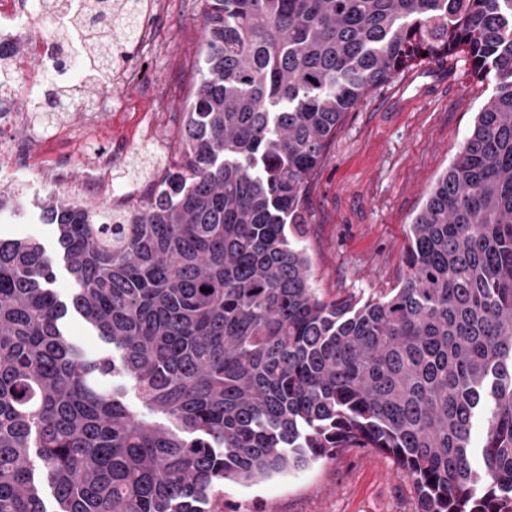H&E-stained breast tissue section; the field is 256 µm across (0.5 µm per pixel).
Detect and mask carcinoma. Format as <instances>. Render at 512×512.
<instances>
[{
    "label": "carcinoma",
    "mask_w": 512,
    "mask_h": 512,
    "mask_svg": "<svg viewBox=\"0 0 512 512\" xmlns=\"http://www.w3.org/2000/svg\"><path fill=\"white\" fill-rule=\"evenodd\" d=\"M146 2L87 4L88 84L127 61L108 22L136 42ZM201 18L150 190L48 192L58 259L0 238V512H47V489L54 512H224L226 484L343 448L390 455L415 512H512V0H202ZM457 51L500 86L409 227L406 277L324 299L293 240L327 143L371 90ZM68 94L52 82L28 111L50 126ZM18 198L1 186L0 215ZM70 312L112 352L70 342Z\"/></svg>",
    "instance_id": "obj_1"
}]
</instances>
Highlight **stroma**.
I'll return each instance as SVG.
<instances>
[{
  "label": "stroma",
  "instance_id": "1",
  "mask_svg": "<svg viewBox=\"0 0 512 512\" xmlns=\"http://www.w3.org/2000/svg\"><path fill=\"white\" fill-rule=\"evenodd\" d=\"M151 5L145 45L132 60L142 76L113 80L109 110L69 113L61 122L67 134L56 139H39L22 122L10 129L36 153L12 178L23 190L21 213L0 216V237L32 236L55 252L56 234L41 223L37 196L58 190L90 203L120 204L114 171L131 172L176 151L197 76L201 2ZM495 91L494 79L474 76L458 54L414 65L345 113L310 181V222L297 239L323 296L376 299L398 285L406 273L409 226ZM107 147L112 165L104 168L98 157ZM414 503L411 482L373 448H346L299 470L224 488V512H414Z\"/></svg>",
  "mask_w": 512,
  "mask_h": 512
}]
</instances>
